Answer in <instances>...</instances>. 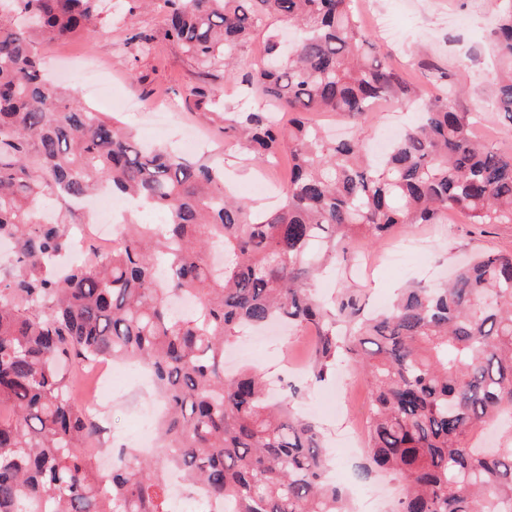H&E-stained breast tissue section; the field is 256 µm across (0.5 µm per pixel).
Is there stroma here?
Returning a JSON list of instances; mask_svg holds the SVG:
<instances>
[{"mask_svg": "<svg viewBox=\"0 0 512 512\" xmlns=\"http://www.w3.org/2000/svg\"><path fill=\"white\" fill-rule=\"evenodd\" d=\"M377 10L390 22L393 33H375L381 54L405 67L424 99L437 92L436 70L449 73L464 94L456 105L479 113L473 132L494 140L512 151V128L494 111L496 68L488 51V36L495 9L490 0L473 5L472 0H376ZM164 17L160 10L128 13L125 0H111L101 21L88 33L46 44L45 64L55 69V79L76 89L90 107L111 111L112 101L127 102L116 112L123 125L145 145L163 146L184 152L181 128L196 129L206 148L191 152L192 159L218 164L224 171L226 189L249 198L254 207L271 209L278 205L277 193L257 194L251 187L259 181L285 182L287 165L276 168L254 164L237 147L224 141V115L247 108L234 82L225 80L222 68L204 71L176 44L162 37ZM154 34L151 49L132 42L134 31ZM209 85L222 98L220 105L193 95L194 87ZM425 239L422 250L406 255L396 265L384 257L389 241L360 240L355 253L382 260L373 276L359 266L343 262L315 277L312 287L325 300L342 291L357 294L368 310L387 307L399 288L416 282L435 284L456 263L488 252H512V224H471L456 212L447 222L417 224L402 235ZM315 336L311 331L278 329L253 338L240 358H228L229 366L252 365L268 378L299 389L296 404L315 422L332 457L330 476L349 500L373 495L375 512H395L401 484L383 473H365V449H349L343 435L349 418L366 419L369 386L363 371L346 365L325 381H316L311 371ZM141 396L133 385H124L114 397L101 403L96 415L111 433L101 439L98 464L101 473L112 466L113 436L135 435L139 423Z\"/></svg>", "mask_w": 512, "mask_h": 512, "instance_id": "obj_1", "label": "stroma"}]
</instances>
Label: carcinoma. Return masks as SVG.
I'll list each match as a JSON object with an SVG mask.
<instances>
[{
	"mask_svg": "<svg viewBox=\"0 0 512 512\" xmlns=\"http://www.w3.org/2000/svg\"><path fill=\"white\" fill-rule=\"evenodd\" d=\"M148 1L164 39L235 77L236 51L268 30L262 62L240 75L256 106L224 113V141L259 165L288 151L283 201L252 210L226 195L220 168L146 150L47 80L43 42L91 31L100 0H0V239L14 245L0 278V512H170L172 467L224 512H349L317 426L272 401L257 371L224 375L239 329L274 321L315 330L317 378L343 360L368 375L365 472L400 479L397 512H512V439L479 444L512 416V253L477 255L442 287L410 285L377 315L348 291L327 308L309 285L318 261L395 226L450 211L512 224V152L472 133L443 73L446 89L383 157L359 136H323L316 112L361 124L420 96L354 0H129L128 12ZM496 5L495 104L512 125V0ZM102 188L167 222L129 224L111 253L56 273L68 224L41 208ZM96 359L138 361L167 406L159 451L127 453L107 477L100 428L69 386Z\"/></svg>",
	"mask_w": 512,
	"mask_h": 512,
	"instance_id": "carcinoma-1",
	"label": "carcinoma"
}]
</instances>
